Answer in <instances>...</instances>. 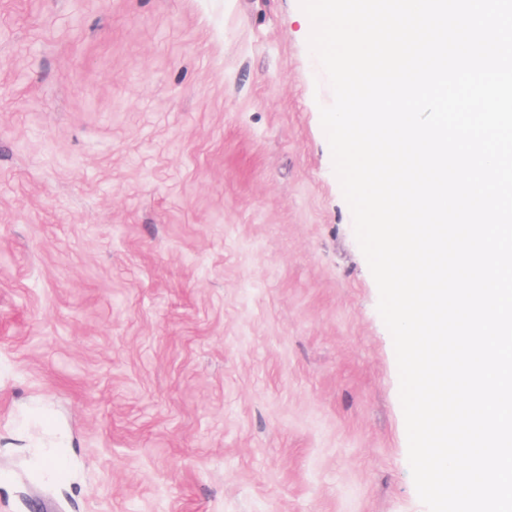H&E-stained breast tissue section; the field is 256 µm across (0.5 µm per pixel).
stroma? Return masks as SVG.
<instances>
[{
  "instance_id": "35a3bbf8",
  "label": "stroma",
  "mask_w": 512,
  "mask_h": 512,
  "mask_svg": "<svg viewBox=\"0 0 512 512\" xmlns=\"http://www.w3.org/2000/svg\"><path fill=\"white\" fill-rule=\"evenodd\" d=\"M310 33L0 0V512H427Z\"/></svg>"
}]
</instances>
